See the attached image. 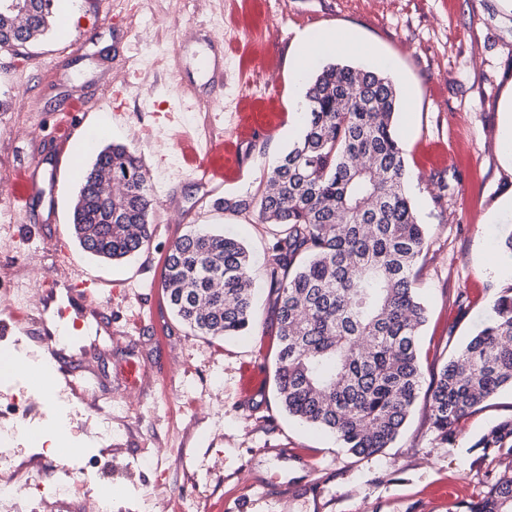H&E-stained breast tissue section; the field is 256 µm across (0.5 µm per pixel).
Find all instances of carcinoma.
<instances>
[{"mask_svg":"<svg viewBox=\"0 0 512 512\" xmlns=\"http://www.w3.org/2000/svg\"><path fill=\"white\" fill-rule=\"evenodd\" d=\"M54 2L0 0V42L11 37L23 48L45 35ZM399 108L387 73L323 65L306 84L301 133L266 170L261 193L216 203L271 227L266 278L280 340L281 405L358 458L390 447L421 390L418 336L426 307L415 267L429 234L407 192L395 133ZM125 173L131 182L124 193L105 192ZM152 210L140 157L109 144L82 174L72 234L84 252L120 261L148 248ZM163 288L179 321L199 336H245L253 326L252 263L233 235L198 227L176 239ZM506 386L512 387V288L494 302L489 323L433 375L431 427L452 440L462 419ZM474 447L495 450L505 468L465 512H512V420Z\"/></svg>","mask_w":512,"mask_h":512,"instance_id":"cac0c4a2","label":"carcinoma"}]
</instances>
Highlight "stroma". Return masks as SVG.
<instances>
[{"label":"stroma","mask_w":512,"mask_h":512,"mask_svg":"<svg viewBox=\"0 0 512 512\" xmlns=\"http://www.w3.org/2000/svg\"><path fill=\"white\" fill-rule=\"evenodd\" d=\"M65 28L11 53H0V274L38 281L22 306L28 336L0 346V363L47 371L53 384L37 413L52 417L74 403L56 447L90 438L94 402L112 403V441L97 444L101 478L92 497L114 491L112 512H178L223 501L230 512H463L502 472L496 452L475 448L492 426L512 420V389L464 418L453 442L434 433L427 394L391 447L365 458L282 409L274 374L278 326L264 271L273 238L268 225L218 210L189 179L179 139L201 140L207 118L224 128L227 151L244 164L225 194L257 192L264 170L298 138L301 85L291 68L301 37L347 31L396 62L402 99L396 132L409 171L408 193L430 231L416 286L428 307L420 336L423 385L489 319L512 286V265L497 256L512 215L488 222L512 194V168L495 145L503 91L512 87V15L499 0H75ZM224 39V93L209 106L181 97L171 81L179 45L199 30ZM85 56H65L74 42ZM159 63H151L156 50ZM67 73L58 82L55 72ZM79 100L100 144L122 143L141 156L156 205L149 250L112 263L85 253L70 231L79 163L92 154L72 131L47 187L51 223H19L8 187L14 164ZM277 123L273 137L240 141L242 118ZM175 194L192 212L165 221L162 203ZM205 224L244 240L258 293L249 335L198 336L179 323L161 288L163 260L176 238ZM66 254L69 267L59 266ZM105 318L97 344L82 329L61 343L56 314ZM259 357L261 391L242 399V361ZM144 375L126 386L116 372L127 358ZM302 448L305 458L292 456ZM161 467H154V460ZM154 490L142 500L140 487Z\"/></svg>","instance_id":"obj_1"}]
</instances>
